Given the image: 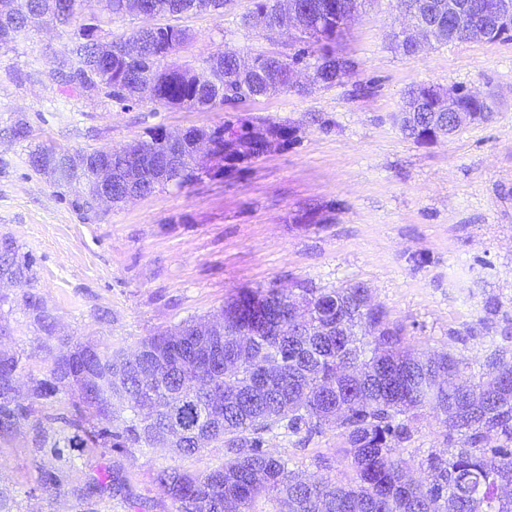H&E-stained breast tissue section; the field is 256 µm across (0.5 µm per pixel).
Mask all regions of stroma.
<instances>
[{
	"label": "stroma",
	"instance_id": "obj_1",
	"mask_svg": "<svg viewBox=\"0 0 512 512\" xmlns=\"http://www.w3.org/2000/svg\"><path fill=\"white\" fill-rule=\"evenodd\" d=\"M252 0L223 12L182 15L188 38L169 61L195 67L219 49L293 54L287 30L244 26ZM402 21L398 0H375L337 44L352 75L259 97L218 111L123 106L63 87L55 58L67 40L40 27L0 49V122L25 117L32 136L0 139V234L33 261L31 291L53 319L45 334L32 315L0 290V354L15 355L16 389L29 422L0 432V512H128L107 485L110 444L91 445L59 422L80 410L77 393L36 399L35 382L52 377L49 337L135 349L142 337L191 318L217 315L247 288H323L358 282L388 319L405 329L412 352L451 349L479 373L494 347L512 350L507 323H479L487 299L512 316V41L433 44L414 56L393 50ZM369 85L367 96L355 95ZM444 93L467 88L491 98L493 112L451 138L419 144L395 117L409 88ZM232 120L294 126L292 143L252 161L215 164L213 174L94 214L74 207L28 164L40 146L121 148L161 125L177 133ZM344 439L329 428L305 446L273 440L307 479H340ZM331 468L318 467V459ZM224 459L221 444L182 458L167 448L131 449L124 465L150 512H175L153 481L179 465L203 473ZM55 476L59 490L45 489Z\"/></svg>",
	"mask_w": 512,
	"mask_h": 512
}]
</instances>
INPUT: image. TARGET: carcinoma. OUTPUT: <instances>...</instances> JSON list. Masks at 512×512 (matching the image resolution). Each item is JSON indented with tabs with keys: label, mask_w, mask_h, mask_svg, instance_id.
<instances>
[{
	"label": "carcinoma",
	"mask_w": 512,
	"mask_h": 512,
	"mask_svg": "<svg viewBox=\"0 0 512 512\" xmlns=\"http://www.w3.org/2000/svg\"><path fill=\"white\" fill-rule=\"evenodd\" d=\"M40 11H50L68 46L56 58L57 71L82 90L95 91L112 83V100L147 102L154 109L220 110L258 97L294 88L293 67L311 71L312 82L330 88L353 73L356 63L336 53L335 45L364 3L371 0H296L299 48L291 56L255 54L246 59L233 48L218 50L196 69L168 63L187 39L186 32L168 20L190 12L219 10L227 0H110V13L102 23L142 18L146 24L122 35L112 59L97 70L94 49L83 39L84 20L93 0H32ZM281 0H253L245 15L247 26L272 30L280 23ZM488 42L512 40V19L494 24L484 33ZM408 90L404 105L415 107L414 117L401 119L402 134L417 143L431 141L439 127L458 128L448 113L414 106ZM273 130L283 145L293 139L292 127L269 123L255 128L227 122L213 129H194L224 151L231 161H248L265 153L262 134ZM0 135L25 141L32 135L23 117L0 126ZM164 129L145 131L135 146L160 156ZM128 147L112 150V176L129 174ZM83 150L37 148L28 164L52 184L65 187L83 207L80 186L88 171L77 169L72 157ZM209 173L195 159L193 142L186 143L181 159L167 177L157 178L154 168L141 169L148 190L159 185L183 187ZM304 301L301 314L310 330L294 335L288 323V303ZM16 303L32 314L47 336L52 324L44 316L41 300L24 293ZM224 343L219 364L238 363L220 377L195 361L207 349L203 324L184 322L187 336L174 349L173 361L152 370L143 359L125 370L121 405L107 407L108 389L102 372L80 379V368L116 367L121 352L100 350L79 340L63 339L53 347L54 380L33 385L32 395L47 398L60 390L80 393L105 426L93 437L112 440V496L139 510L151 504L136 497L120 457L136 447L154 448L164 433L179 429L177 453L192 457L203 445L219 442L224 462L202 474L173 465L158 470L154 481L171 500L176 512H512V355L495 348L486 355V379L477 384L458 379L448 385V371L463 374L468 363L448 350L411 355L404 346V330L390 322L382 310L370 306L368 289L360 283L339 288L318 287L300 281L288 290L256 288L239 291L224 302ZM281 327L270 334L252 336L260 323ZM19 358L0 354V428L28 420L27 409L8 396L9 377ZM277 377L265 393L250 395L254 377L265 367ZM443 411L448 428L443 450H431L420 459L404 454L416 424L427 413ZM335 427L345 437L342 449L350 470L338 482H304L291 468V459L273 452L272 440L297 436L304 444ZM424 478H409L413 468Z\"/></svg>",
	"instance_id": "cac0c4a2"
}]
</instances>
